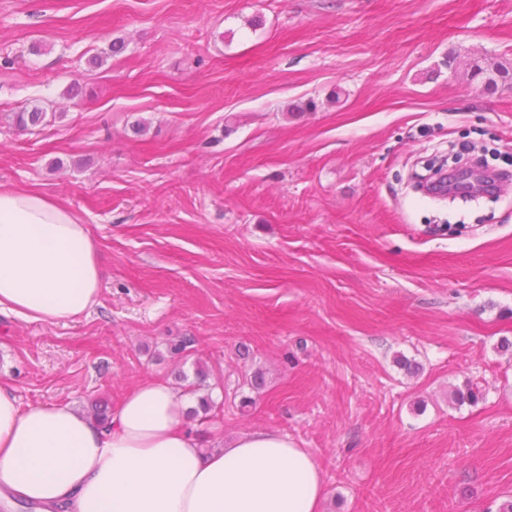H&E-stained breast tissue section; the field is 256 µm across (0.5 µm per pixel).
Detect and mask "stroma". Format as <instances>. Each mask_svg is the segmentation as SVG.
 <instances>
[{"instance_id": "obj_1", "label": "stroma", "mask_w": 512, "mask_h": 512, "mask_svg": "<svg viewBox=\"0 0 512 512\" xmlns=\"http://www.w3.org/2000/svg\"><path fill=\"white\" fill-rule=\"evenodd\" d=\"M492 62L512 0H0V189L68 208L104 271L79 318L0 314V382L82 411L147 379L207 398V447L287 435L324 512H498L512 182L474 207L408 184L451 143L512 169Z\"/></svg>"}]
</instances>
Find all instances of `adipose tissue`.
Listing matches in <instances>:
<instances>
[{
	"label": "adipose tissue",
	"mask_w": 512,
	"mask_h": 512,
	"mask_svg": "<svg viewBox=\"0 0 512 512\" xmlns=\"http://www.w3.org/2000/svg\"><path fill=\"white\" fill-rule=\"evenodd\" d=\"M102 273L85 225L35 191L0 190V312L82 316ZM188 404L147 380L100 426L67 404L21 405L0 383V503L41 512H323V471L288 436L254 430L204 447Z\"/></svg>",
	"instance_id": "ef3b65f1"
}]
</instances>
